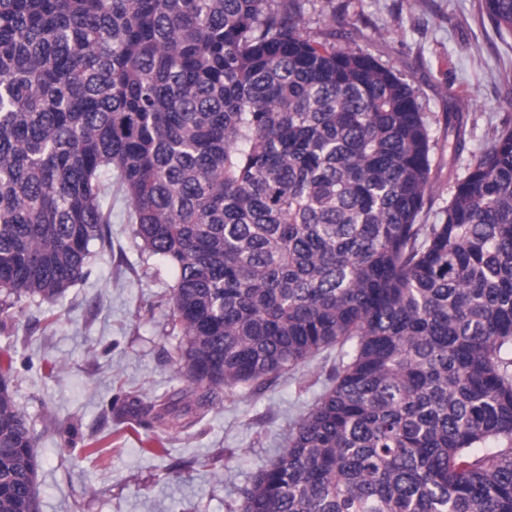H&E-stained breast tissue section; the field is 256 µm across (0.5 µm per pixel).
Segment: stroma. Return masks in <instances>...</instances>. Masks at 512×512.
I'll use <instances>...</instances> for the list:
<instances>
[{"instance_id": "stroma-1", "label": "stroma", "mask_w": 512, "mask_h": 512, "mask_svg": "<svg viewBox=\"0 0 512 512\" xmlns=\"http://www.w3.org/2000/svg\"><path fill=\"white\" fill-rule=\"evenodd\" d=\"M336 16L314 34L373 54L415 89L438 143L465 96L468 150L500 119L512 91V38L488 24L482 0H334ZM134 215L112 194L109 244L93 245L88 275L54 306L15 298L0 320V371L13 379L17 407L35 435L41 466L38 512H240L242 491L286 446L288 434L329 384L330 348L261 390L239 388L185 431L131 430L116 415L124 394L161 400L181 386L171 361L174 274L143 253ZM110 449L88 457L95 438Z\"/></svg>"}]
</instances>
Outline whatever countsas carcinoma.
<instances>
[{
    "mask_svg": "<svg viewBox=\"0 0 512 512\" xmlns=\"http://www.w3.org/2000/svg\"><path fill=\"white\" fill-rule=\"evenodd\" d=\"M307 0H0V291L53 305L110 240L112 176L175 270L176 373L130 426L339 348L241 512H512V96L482 148L448 113V205L408 82L304 31ZM499 36L512 0H483ZM32 430L0 373V512ZM481 448L477 454L473 449Z\"/></svg>",
    "mask_w": 512,
    "mask_h": 512,
    "instance_id": "carcinoma-1",
    "label": "carcinoma"
}]
</instances>
